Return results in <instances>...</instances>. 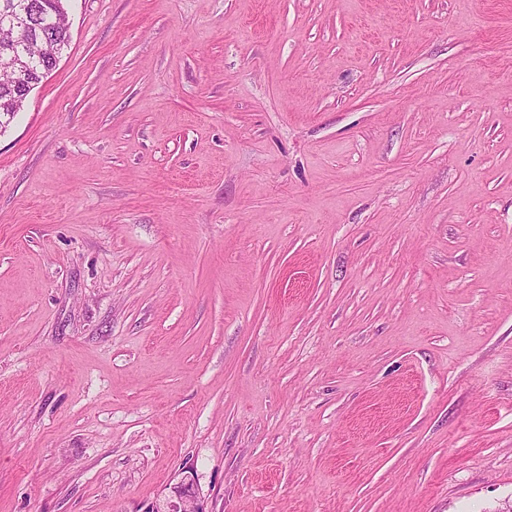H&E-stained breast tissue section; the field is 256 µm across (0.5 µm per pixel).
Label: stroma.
Returning <instances> with one entry per match:
<instances>
[{
	"label": "stroma",
	"instance_id": "obj_1",
	"mask_svg": "<svg viewBox=\"0 0 512 512\" xmlns=\"http://www.w3.org/2000/svg\"><path fill=\"white\" fill-rule=\"evenodd\" d=\"M0 134V512L512 505V0H64ZM169 488L168 494L150 503L145 512H209L190 472L183 473Z\"/></svg>",
	"mask_w": 512,
	"mask_h": 512
}]
</instances>
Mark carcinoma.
I'll return each mask as SVG.
<instances>
[{"label": "carcinoma", "instance_id": "cac0c4a2", "mask_svg": "<svg viewBox=\"0 0 512 512\" xmlns=\"http://www.w3.org/2000/svg\"><path fill=\"white\" fill-rule=\"evenodd\" d=\"M10 15L18 26L11 43L0 42V129L56 68L70 38L61 0H0V18Z\"/></svg>", "mask_w": 512, "mask_h": 512}]
</instances>
